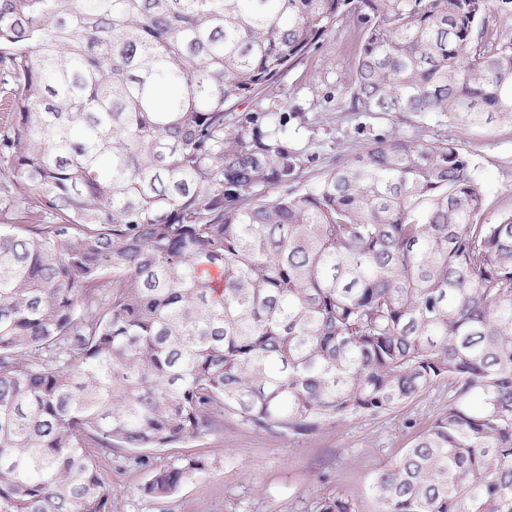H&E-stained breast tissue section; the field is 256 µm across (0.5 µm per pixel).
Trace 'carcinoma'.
Masks as SVG:
<instances>
[{
	"instance_id": "cac0c4a2",
	"label": "carcinoma",
	"mask_w": 512,
	"mask_h": 512,
	"mask_svg": "<svg viewBox=\"0 0 512 512\" xmlns=\"http://www.w3.org/2000/svg\"><path fill=\"white\" fill-rule=\"evenodd\" d=\"M352 10L354 108L512 119V32L484 39L512 0H0V512H113L94 448L226 414L308 434L439 387L378 512H512V210L485 217L445 134L378 135L300 189L288 116L226 125Z\"/></svg>"
}]
</instances>
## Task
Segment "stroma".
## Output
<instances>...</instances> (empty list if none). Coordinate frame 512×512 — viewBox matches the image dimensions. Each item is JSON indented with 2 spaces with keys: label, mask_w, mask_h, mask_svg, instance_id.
Instances as JSON below:
<instances>
[{
  "label": "stroma",
  "mask_w": 512,
  "mask_h": 512,
  "mask_svg": "<svg viewBox=\"0 0 512 512\" xmlns=\"http://www.w3.org/2000/svg\"><path fill=\"white\" fill-rule=\"evenodd\" d=\"M361 38L356 14L341 15L271 88L235 106L234 121L247 120L263 130L267 114L286 113L288 146L306 161L304 188L331 164L351 160L377 135L429 140L447 134L469 156L471 173L485 192L487 216L511 209L512 122L495 118L471 127L431 115L395 126L354 110L349 87ZM446 404V393L438 391L384 417L353 416L300 435L262 430L228 416L216 434L150 449L149 467L134 464L124 448L98 454L97 464L112 490L114 512H315L319 498L339 492L351 496L359 512H377L373 479L408 447L412 433L404 419L426 428ZM187 456L203 458L205 469L170 497L143 495L153 470Z\"/></svg>",
  "instance_id": "35a3bbf8"
}]
</instances>
